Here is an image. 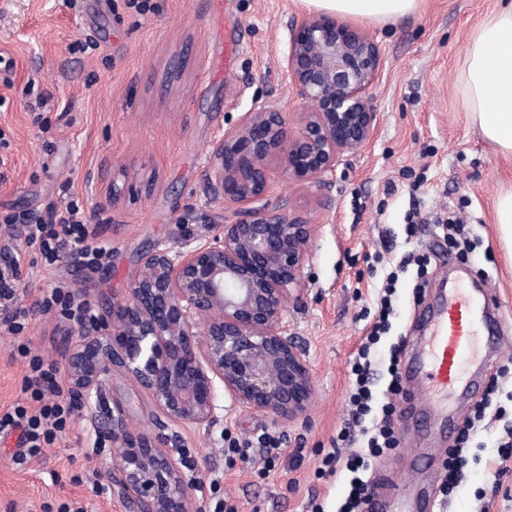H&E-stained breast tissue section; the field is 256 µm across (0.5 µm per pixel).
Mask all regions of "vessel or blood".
I'll return each instance as SVG.
<instances>
[{"label": "vessel or blood", "mask_w": 512, "mask_h": 512, "mask_svg": "<svg viewBox=\"0 0 512 512\" xmlns=\"http://www.w3.org/2000/svg\"><path fill=\"white\" fill-rule=\"evenodd\" d=\"M491 290L475 295L469 289L449 288L431 318L425 354L417 367L426 374L423 397L446 403L449 394L470 385L467 368L480 358L478 331Z\"/></svg>", "instance_id": "b4317fda"}]
</instances>
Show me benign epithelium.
I'll list each match as a JSON object with an SVG mask.
<instances>
[{
    "instance_id": "7a95c632",
    "label": "benign epithelium",
    "mask_w": 512,
    "mask_h": 512,
    "mask_svg": "<svg viewBox=\"0 0 512 512\" xmlns=\"http://www.w3.org/2000/svg\"><path fill=\"white\" fill-rule=\"evenodd\" d=\"M284 61L297 125L278 103L256 100L212 145L209 179L236 219L213 225L194 246L141 255L126 298L105 318L73 327L66 375L87 420L120 458L127 510L195 512L199 485L171 437L132 432L120 405L110 419L99 414L98 393L113 368L181 427L211 423L221 389L233 404L276 421L308 411L310 369L283 318L307 288L317 225L266 199L275 176L321 182L373 141L380 119L370 89L380 49L333 17L309 14L289 28Z\"/></svg>"
}]
</instances>
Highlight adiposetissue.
I'll return each mask as SVG.
<instances>
[{"instance_id": "ef3b65f1", "label": "adipose tissue", "mask_w": 512, "mask_h": 512, "mask_svg": "<svg viewBox=\"0 0 512 512\" xmlns=\"http://www.w3.org/2000/svg\"><path fill=\"white\" fill-rule=\"evenodd\" d=\"M421 0H294L308 12L387 24L416 12ZM464 103L502 157L512 158V0L474 30L466 52Z\"/></svg>"}]
</instances>
